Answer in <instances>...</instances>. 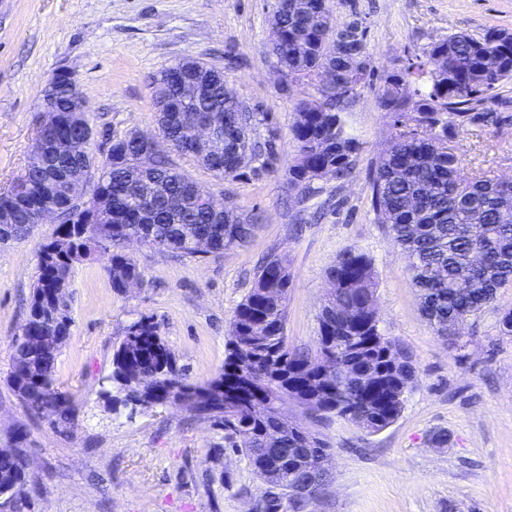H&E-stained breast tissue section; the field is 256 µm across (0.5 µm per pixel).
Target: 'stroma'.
<instances>
[{
    "label": "stroma",
    "mask_w": 512,
    "mask_h": 512,
    "mask_svg": "<svg viewBox=\"0 0 512 512\" xmlns=\"http://www.w3.org/2000/svg\"><path fill=\"white\" fill-rule=\"evenodd\" d=\"M333 8L337 25L357 19L366 27L367 80L344 114L360 150L349 178L316 181L307 196L289 181L297 155L290 128L295 103L313 97L315 85L278 75L267 53L270 0H0V194L25 167L46 81L64 66L102 133L93 144L100 156L107 139L156 132L155 81L183 58L222 70L250 111L268 114L254 139L264 140L271 126L278 132L274 164L253 161L234 181L218 182L193 158L165 153L228 207L261 214L246 247L202 257L131 245L126 252L144 279L122 292L112 287L106 255L76 264L73 323L57 361L75 410L67 432L28 413L7 382L39 250L56 225L0 246V448L24 430V512H259L265 487L248 459L225 447L223 429L181 406L111 410L101 386L124 327L143 316L192 381L217 376L230 319L273 253L291 279L288 339L315 349L328 272L345 250L371 258L380 325L410 353L417 378L400 417L380 432L340 418L320 426L330 481L304 512H512V336L497 325L512 310V288L469 319L458 341L437 336L404 254L388 226L374 220L368 181L371 162L395 132L380 104L384 79L449 34L512 31V0H335ZM482 109L493 123L465 126L453 141L462 172L512 176V83ZM440 433L446 444H434Z\"/></svg>",
    "instance_id": "1"
}]
</instances>
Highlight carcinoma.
Wrapping results in <instances>:
<instances>
[{
    "mask_svg": "<svg viewBox=\"0 0 512 512\" xmlns=\"http://www.w3.org/2000/svg\"><path fill=\"white\" fill-rule=\"evenodd\" d=\"M280 29L271 33L267 51L277 67L292 77L317 81L318 100L295 107L291 135L298 155L290 168L291 183L311 188L306 171L332 169L336 178L353 173L358 144L345 121L349 103L343 85L349 79L345 58L336 55L338 29L319 14V0H287ZM184 75L208 81V97L186 100L173 90L171 69L158 83L157 122L172 141V149L188 155L216 179L236 180L245 175L233 156H262L252 137L254 113L232 111L237 99L224 73L195 59L178 61ZM512 80V32L497 31L474 38L454 33L434 43L425 58L415 57L400 72L387 77L380 96L393 126L410 120L422 130L400 131L371 165L368 178L376 220L388 225L404 253L418 289L421 308L436 333L457 339L467 319L492 306L500 289L512 287V187L485 176H462V159L450 145L458 129L484 122L478 111L483 100ZM224 111V160L213 162L190 132L183 130L182 111ZM109 167L92 172L95 190L112 203V223L75 224L74 206L62 187L47 192L41 169L27 167L18 181L26 196H0V207L10 208L14 223H0V237L21 241L28 237L34 210L51 203L61 212L53 237L41 248L38 278L28 318L30 333L58 346L70 335L69 304L57 296L69 287L75 263L96 252L109 255L112 288H124V279L143 278L136 262L123 252L130 238L158 251L196 253L192 244L205 241L214 254L243 248L261 216L240 215L229 209L221 216L196 192V183L170 167L166 158L151 155L138 144L135 131L110 141ZM137 169L154 182L153 204L141 207L136 199ZM332 290L326 299L336 312L320 324V335L332 337L327 359L316 352L288 344L286 334L290 277L281 259L271 257L257 268L253 287L230 322L224 369L210 381H190L181 370L155 323L140 318L129 322L112 357L109 384L123 397L103 388L110 405L131 409L177 404L224 429V443L244 454L267 486L266 512H277L280 496L299 497L288 490L296 473H281L276 462L286 455L295 464H314L327 443L318 440L305 421L325 424L339 417L367 433L379 432L401 415L415 378L406 349L381 333L372 306L375 277L372 262L361 252L344 251L329 271ZM59 349L41 351L23 340L15 342L7 382L31 414L48 416L59 428H71L74 409L59 391L56 364ZM292 402L302 418L278 422L269 414ZM26 459L18 452L0 459V487L17 490L16 512L26 501Z\"/></svg>",
    "mask_w": 512,
    "mask_h": 512,
    "instance_id": "cac0c4a2",
    "label": "carcinoma"
}]
</instances>
